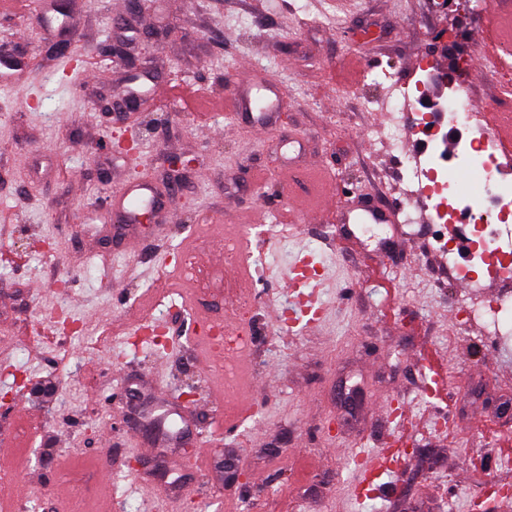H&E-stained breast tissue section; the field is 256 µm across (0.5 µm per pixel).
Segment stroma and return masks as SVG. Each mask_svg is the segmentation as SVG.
<instances>
[{"instance_id":"stroma-1","label":"stroma","mask_w":512,"mask_h":512,"mask_svg":"<svg viewBox=\"0 0 512 512\" xmlns=\"http://www.w3.org/2000/svg\"><path fill=\"white\" fill-rule=\"evenodd\" d=\"M464 0H29L0 18V50L25 57L20 86L0 83V248L25 253L0 266V436L24 443L11 467L17 512H61L85 500L88 512H295L272 497L277 484L305 495L304 512H512V331L492 335L466 308L505 295L471 287L433 251L424 204L412 223L359 229L340 238L337 207L362 199L402 207L400 153L377 104L385 70L423 81L466 54L464 84L477 105L501 106L498 84L473 58L489 12ZM68 20L66 54L52 53L43 10ZM122 48L131 65L117 64ZM150 66L155 80L191 83L217 109L198 116L174 97L136 112L116 109L129 76ZM255 71L284 96L266 141L235 117V75ZM303 138L306 155L288 173L278 140ZM137 139L131 171L114 150ZM193 159L172 184L165 216L138 224L136 251L112 239L110 194L138 178L159 185L165 157ZM222 217L225 230L249 227L247 255L264 254L265 295L247 322L248 372L261 381L238 427L219 434L202 400L211 384L197 360L191 287L164 267L184 249L192 225ZM323 264L324 314L314 330L278 331L279 282L293 254ZM170 295L154 305L150 287ZM163 321L166 344L133 350L132 311ZM439 395L427 386L433 375ZM176 391L177 406L218 460L200 474L183 465L187 491L154 479L144 460L125 493L105 491L103 473L128 471L145 436L128 393ZM24 399L32 423L13 410ZM401 440L400 467L364 496L361 452Z\"/></svg>"}]
</instances>
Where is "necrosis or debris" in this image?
Masks as SVG:
<instances>
[{"label": "necrosis or debris", "instance_id": "1", "mask_svg": "<svg viewBox=\"0 0 512 512\" xmlns=\"http://www.w3.org/2000/svg\"><path fill=\"white\" fill-rule=\"evenodd\" d=\"M444 127L460 135L451 155L439 149L441 133L426 114L419 113L410 125L391 121L387 139L399 146L402 137L415 135L423 143L421 154L404 159V198L426 202L437 224L465 223L469 247L465 264H458L456 248L437 240L436 248L448 254V265L461 279L477 280L479 273L512 283V153L506 152L492 135L494 113L478 106L464 88L455 89L444 106ZM211 247L204 241L197 253L181 256L185 272L200 292L222 289L225 306L239 316L250 315L255 293H234L226 277L205 269L202 254Z\"/></svg>", "mask_w": 512, "mask_h": 512}]
</instances>
